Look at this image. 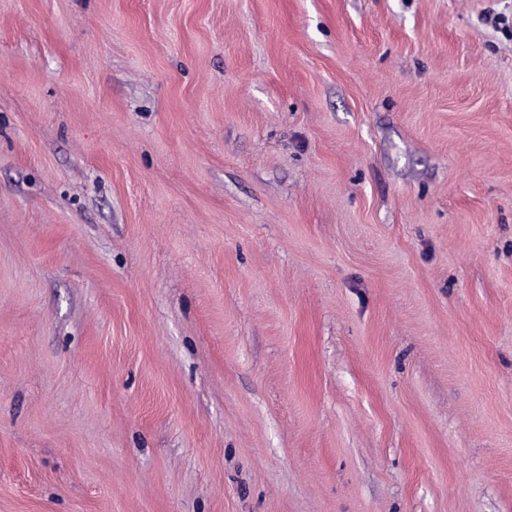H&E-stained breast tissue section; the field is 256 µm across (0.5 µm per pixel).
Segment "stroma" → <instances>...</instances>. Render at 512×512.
<instances>
[{
    "mask_svg": "<svg viewBox=\"0 0 512 512\" xmlns=\"http://www.w3.org/2000/svg\"><path fill=\"white\" fill-rule=\"evenodd\" d=\"M0 512H512V0H0Z\"/></svg>",
    "mask_w": 512,
    "mask_h": 512,
    "instance_id": "35a3bbf8",
    "label": "stroma"
}]
</instances>
